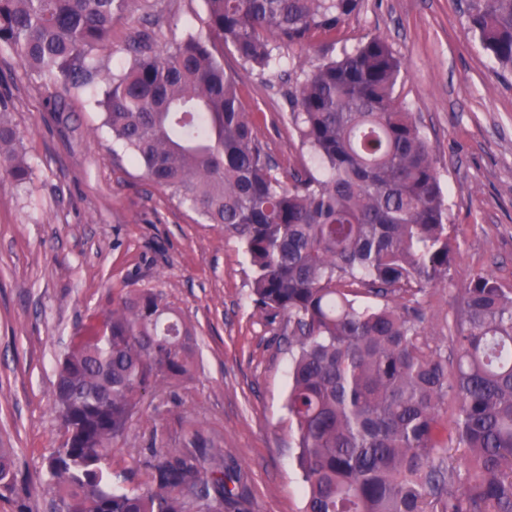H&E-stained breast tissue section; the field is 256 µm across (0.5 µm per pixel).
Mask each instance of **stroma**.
<instances>
[{
  "label": "stroma",
  "mask_w": 512,
  "mask_h": 512,
  "mask_svg": "<svg viewBox=\"0 0 512 512\" xmlns=\"http://www.w3.org/2000/svg\"><path fill=\"white\" fill-rule=\"evenodd\" d=\"M465 0H361L335 34L280 48L269 69L217 44L238 77L243 111L284 180L314 170L290 119L288 92L310 64L387 40L406 71L396 95L415 112L448 196L455 254L443 284L417 299L434 335L459 313L480 273L512 289V73L501 71L464 15ZM156 42L206 33L202 0H133L99 52L102 75L129 63L136 31ZM102 80L65 90L0 51V93L13 103L32 174L0 187V448L14 451L19 496L0 512H52L42 462L59 437L56 367L76 330L135 289L160 292L198 339L192 378L150 393L112 448L115 482L145 485L154 436L200 429L243 476L247 512H302L295 434L286 408L291 351L284 318L251 301L239 239L147 180L113 141L95 101Z\"/></svg>",
  "instance_id": "stroma-1"
}]
</instances>
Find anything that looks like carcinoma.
I'll return each instance as SVG.
<instances>
[{
	"label": "carcinoma",
	"mask_w": 512,
	"mask_h": 512,
	"mask_svg": "<svg viewBox=\"0 0 512 512\" xmlns=\"http://www.w3.org/2000/svg\"><path fill=\"white\" fill-rule=\"evenodd\" d=\"M360 0H203L209 38L129 40L104 77L112 138L144 176L244 245L257 308L288 318V393L303 512H512V290L489 274L465 289L454 331L435 336L404 293L443 283L454 253L446 198L414 113L395 96L402 66L373 35L311 66L289 94L319 173L286 183L240 107L211 38L245 65L330 34ZM130 0H0V50L65 86L95 59ZM483 48L512 72V0H466ZM0 94V182L31 166ZM197 344L165 297L131 290L74 337L54 410L65 432L45 465L54 512H223L239 480L201 431L152 449L149 482L111 481V445L150 391L190 378ZM453 420L445 422L448 407ZM19 495L0 448V498Z\"/></svg>",
	"instance_id": "carcinoma-1"
}]
</instances>
